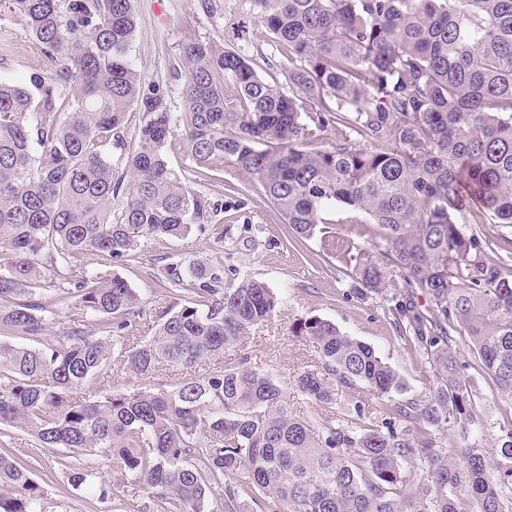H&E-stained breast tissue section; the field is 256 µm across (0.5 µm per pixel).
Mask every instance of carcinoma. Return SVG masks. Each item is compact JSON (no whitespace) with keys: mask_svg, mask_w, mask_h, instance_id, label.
Masks as SVG:
<instances>
[{"mask_svg":"<svg viewBox=\"0 0 512 512\" xmlns=\"http://www.w3.org/2000/svg\"><path fill=\"white\" fill-rule=\"evenodd\" d=\"M248 2L287 62L284 82L262 78L240 49L189 36L173 65L175 112L171 93L138 81L133 0H0L50 62L27 84L0 81V333L24 340H0V447L19 429L85 459L65 475L74 489L138 491L176 512H512V412L498 422L504 463L491 472L467 372L476 366L492 395L512 401L502 274L512 249L491 259L466 229L512 224V0ZM134 106L143 121L129 148ZM329 128L340 137L322 148ZM175 140L200 180L226 159L253 175L296 240L336 206L379 226L386 263L356 275L379 294L389 267L402 271L396 331L437 374L423 403H388L400 389L391 366L310 316L290 333L317 344L324 372L299 373L295 390L324 411L339 386L353 402L339 418L297 415L241 354L279 307L265 284L219 264L170 266L158 282L174 302L141 323L136 291L87 268L88 254L105 267L126 261L144 236L196 226L224 239L218 207L169 163ZM54 279L95 328L76 317L53 329L41 295ZM167 367L184 377L153 382ZM114 370L143 386L76 397ZM441 429L460 445H439ZM103 459L123 486L91 483ZM56 508L31 466L0 453V512Z\"/></svg>","mask_w":512,"mask_h":512,"instance_id":"cac0c4a2","label":"carcinoma"}]
</instances>
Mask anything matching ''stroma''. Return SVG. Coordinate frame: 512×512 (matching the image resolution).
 I'll use <instances>...</instances> for the list:
<instances>
[{
  "mask_svg": "<svg viewBox=\"0 0 512 512\" xmlns=\"http://www.w3.org/2000/svg\"><path fill=\"white\" fill-rule=\"evenodd\" d=\"M219 9L203 10L201 0H134L137 29L131 55L143 88L176 87L172 65L187 35L224 43L225 47L247 48L262 77L278 75L283 63L267 30L261 26L243 0H217ZM0 79L27 81L30 74L47 65L27 28L19 21L0 15ZM172 167L191 189L224 205V239L192 231L182 238L143 237L128 260L112 266L113 274L124 278L144 301V316L170 306L171 300L157 278L167 265H184L195 258L222 262L236 269L239 277L263 282L281 300L280 307L266 325L247 338L245 351L252 368L268 372L285 392L293 412L304 416L315 407L293 388L295 376L306 370L319 371L323 360L312 340L291 336L289 327L300 317L316 315L330 320L353 338L372 346L395 370L403 389L402 400L421 401L436 384V373L422 351L399 336L391 315L389 294L403 290L399 271L388 276L383 295H354L359 264L381 260L383 242L377 225L362 213L337 207L326 213L327 231L316 234L300 247H292L284 224L276 219L274 208L261 184L233 162L223 164L220 180H199L182 155L169 156ZM248 187L247 196L234 195L237 187ZM472 388L481 394L478 415L481 446L490 464L500 457L495 442L496 427L505 407L503 400L490 395L481 372L471 374ZM16 454L21 460H38L35 478L60 502L62 512H125L122 501L80 494L62 475L81 468V457L57 448L33 447L26 433H18Z\"/></svg>",
  "mask_w": 512,
  "mask_h": 512,
  "instance_id": "35a3bbf8",
  "label": "stroma"
}]
</instances>
